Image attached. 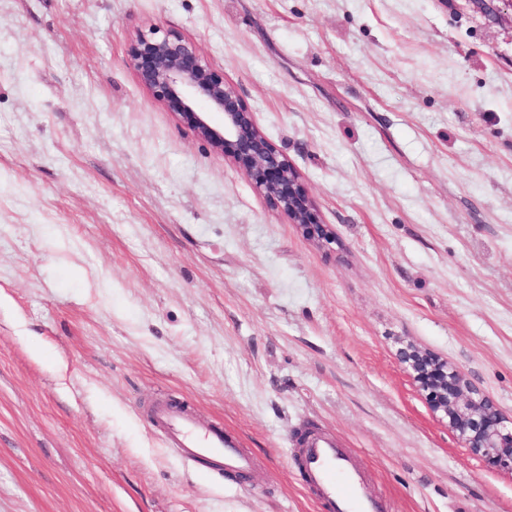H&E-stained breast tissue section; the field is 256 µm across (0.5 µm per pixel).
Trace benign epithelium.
I'll list each match as a JSON object with an SVG mask.
<instances>
[{"mask_svg": "<svg viewBox=\"0 0 512 512\" xmlns=\"http://www.w3.org/2000/svg\"><path fill=\"white\" fill-rule=\"evenodd\" d=\"M128 56L142 85L242 169L270 208L286 215L317 246L332 249L336 236L321 222L300 171L263 133L238 91L208 68L188 42L174 32L152 30L132 39ZM399 360L430 410L448 420L464 447L488 467L512 472V419L493 399L459 368L415 344L400 348Z\"/></svg>", "mask_w": 512, "mask_h": 512, "instance_id": "obj_1", "label": "benign epithelium"}]
</instances>
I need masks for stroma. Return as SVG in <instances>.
Segmentation results:
<instances>
[{"mask_svg":"<svg viewBox=\"0 0 512 512\" xmlns=\"http://www.w3.org/2000/svg\"><path fill=\"white\" fill-rule=\"evenodd\" d=\"M152 27L238 90L341 249L141 84ZM409 342L512 418L507 0H0V512H318L307 426L390 512H512ZM159 402L257 484L187 466ZM153 414L158 428L187 462L213 469L223 467L244 483L254 481L257 465L234 437L200 426L186 409L159 406Z\"/></svg>","mask_w":512,"mask_h":512,"instance_id":"1","label":"stroma"}]
</instances>
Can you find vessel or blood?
<instances>
[{
    "mask_svg": "<svg viewBox=\"0 0 512 512\" xmlns=\"http://www.w3.org/2000/svg\"><path fill=\"white\" fill-rule=\"evenodd\" d=\"M154 419L187 462L224 469L245 483L254 481L257 465L234 437L200 426L185 409L160 406ZM294 457L306 486L325 512H389L386 502L371 492L358 456L335 437L308 431L298 442Z\"/></svg>",
    "mask_w": 512,
    "mask_h": 512,
    "instance_id": "vessel-or-blood-1",
    "label": "vessel or blood"
}]
</instances>
